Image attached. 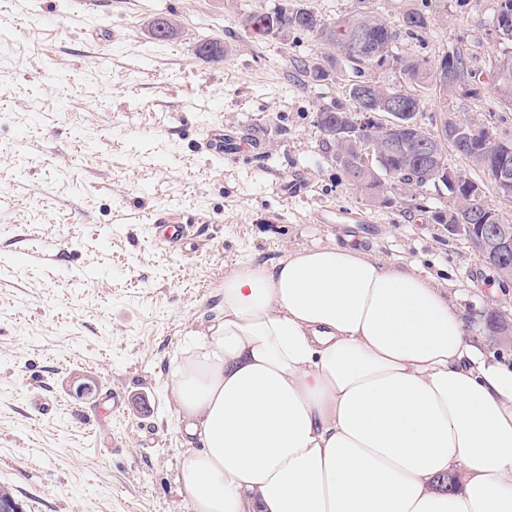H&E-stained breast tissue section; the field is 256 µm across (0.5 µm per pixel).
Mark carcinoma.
I'll list each match as a JSON object with an SVG mask.
<instances>
[{
  "label": "carcinoma",
  "instance_id": "carcinoma-1",
  "mask_svg": "<svg viewBox=\"0 0 512 512\" xmlns=\"http://www.w3.org/2000/svg\"><path fill=\"white\" fill-rule=\"evenodd\" d=\"M439 10L412 8L404 11L398 21L391 24L368 12H349L333 19H325L305 5L291 0H280L273 9L261 14H245L243 26L259 39L278 36L284 39L292 34H308L325 52L318 61L306 65L305 74L314 82H325L331 76L336 56H341L353 66L357 74L368 70L373 73L391 71L399 74L402 83L387 84L376 77L356 80L347 88L351 105L333 103L316 113V125L326 132L323 144L333 148L336 163L345 181L369 192L372 200L391 205L395 199L388 195L387 187H397L403 193L420 198V191L427 187H443L452 195V206L417 208L430 212L433 224H446L457 220L464 224H489L495 210L488 206L483 196L474 195V182L461 178L452 187L447 182L449 168L440 147L433 171H418L414 156L420 150L419 131L413 123L420 112L422 89L439 87L448 95V88L441 84L443 76L451 78L453 86H466L475 78L465 55L454 52L435 61L399 47L403 38L420 39L433 27ZM492 87L503 105L512 110V57L503 58L493 71ZM402 104L398 130L388 139L378 137L369 127L357 123L364 112H390L391 105ZM449 145L458 153L472 159L483 171H492L505 148L512 149V141L498 139L484 129L471 139L454 136ZM373 149L375 160L367 167L366 150Z\"/></svg>",
  "mask_w": 512,
  "mask_h": 512
}]
</instances>
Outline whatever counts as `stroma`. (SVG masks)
Listing matches in <instances>:
<instances>
[{"label": "stroma", "mask_w": 512, "mask_h": 512, "mask_svg": "<svg viewBox=\"0 0 512 512\" xmlns=\"http://www.w3.org/2000/svg\"><path fill=\"white\" fill-rule=\"evenodd\" d=\"M276 2L87 0L81 13L75 0H0V485L25 512H190L166 384L247 261L355 235L369 255L435 277L467 338L512 364V344L479 329L487 305L512 314V287L410 198L384 206L342 181L316 111L347 101L355 74L340 58L310 82L299 65L320 56L314 39L258 40L241 25ZM306 2L328 19L394 22L423 0ZM498 3L441 0L412 48L462 51L476 90L449 105L512 140V110L490 85L512 55L490 36ZM160 16L177 22L173 38L152 36ZM209 39L223 61L199 58ZM228 136L246 150L215 155ZM171 217L192 227L176 253L153 225ZM82 382L92 397L76 395Z\"/></svg>", "instance_id": "1"}]
</instances>
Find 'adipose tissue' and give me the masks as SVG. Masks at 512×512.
<instances>
[{"instance_id":"obj_1","label":"adipose tissue","mask_w":512,"mask_h":512,"mask_svg":"<svg viewBox=\"0 0 512 512\" xmlns=\"http://www.w3.org/2000/svg\"><path fill=\"white\" fill-rule=\"evenodd\" d=\"M168 390L191 512H512V366L433 278L352 243L225 276Z\"/></svg>"}]
</instances>
